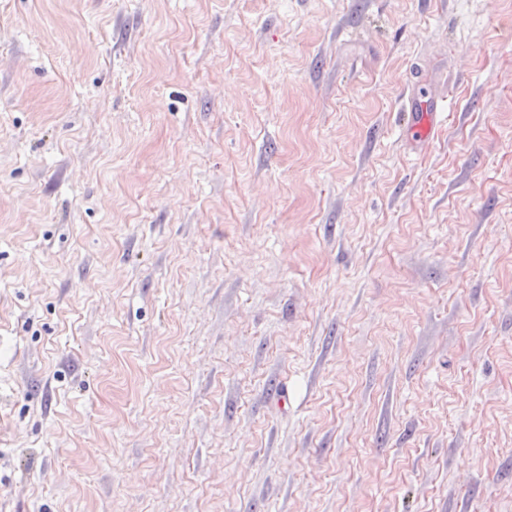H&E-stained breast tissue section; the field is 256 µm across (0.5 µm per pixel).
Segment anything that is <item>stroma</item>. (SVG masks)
Returning a JSON list of instances; mask_svg holds the SVG:
<instances>
[{
  "mask_svg": "<svg viewBox=\"0 0 512 512\" xmlns=\"http://www.w3.org/2000/svg\"><path fill=\"white\" fill-rule=\"evenodd\" d=\"M0 512H512V0H0ZM415 114L408 120L412 130V137L416 142L426 141L442 115L437 106H433L425 112H414Z\"/></svg>",
  "mask_w": 512,
  "mask_h": 512,
  "instance_id": "1",
  "label": "stroma"
}]
</instances>
